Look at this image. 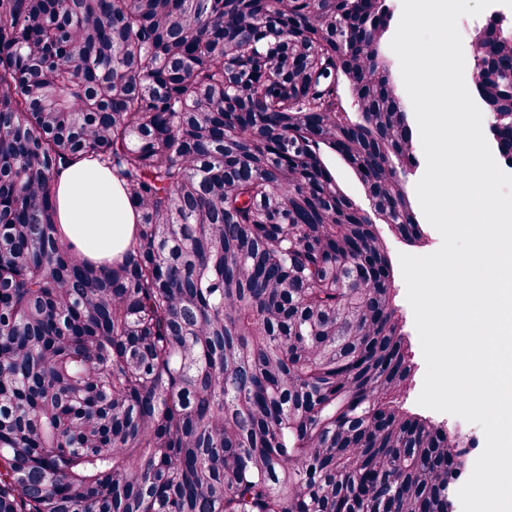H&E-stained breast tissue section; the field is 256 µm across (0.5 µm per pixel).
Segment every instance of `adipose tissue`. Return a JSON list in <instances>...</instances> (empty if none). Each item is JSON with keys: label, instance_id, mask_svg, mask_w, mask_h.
<instances>
[{"label": "adipose tissue", "instance_id": "ef3b65f1", "mask_svg": "<svg viewBox=\"0 0 512 512\" xmlns=\"http://www.w3.org/2000/svg\"><path fill=\"white\" fill-rule=\"evenodd\" d=\"M52 194L67 241L98 264L121 261L139 214L110 170L93 161H68L54 176Z\"/></svg>", "mask_w": 512, "mask_h": 512}]
</instances>
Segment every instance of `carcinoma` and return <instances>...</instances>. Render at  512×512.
<instances>
[{"label": "carcinoma", "mask_w": 512, "mask_h": 512, "mask_svg": "<svg viewBox=\"0 0 512 512\" xmlns=\"http://www.w3.org/2000/svg\"><path fill=\"white\" fill-rule=\"evenodd\" d=\"M385 4L0 0V512H448L377 229L422 239ZM473 42L512 149V35ZM83 157L140 213L108 268L53 206ZM326 162L341 189L363 209L370 210L369 201L356 174L334 153H327Z\"/></svg>", "instance_id": "cac0c4a2"}]
</instances>
